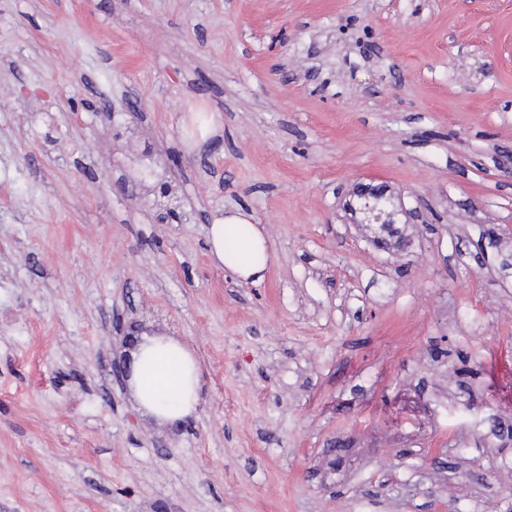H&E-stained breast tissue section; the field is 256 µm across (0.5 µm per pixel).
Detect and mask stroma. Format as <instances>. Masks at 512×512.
Returning <instances> with one entry per match:
<instances>
[{"mask_svg": "<svg viewBox=\"0 0 512 512\" xmlns=\"http://www.w3.org/2000/svg\"><path fill=\"white\" fill-rule=\"evenodd\" d=\"M510 165L512 0H0V512H512ZM143 335L200 365L178 426ZM358 196L364 199L361 212L366 215L368 221L379 222L383 216L390 218L392 211H386L391 204V198L380 187H367L359 191ZM250 221L243 213L227 215L214 220L207 234L208 251L212 261L245 282L256 283L264 278L270 260L266 241L261 233L251 226V233L241 229ZM131 359L129 382L140 411L168 425L197 412L200 366L183 342L172 336H141Z\"/></svg>", "mask_w": 512, "mask_h": 512, "instance_id": "35a3bbf8", "label": "stroma"}]
</instances>
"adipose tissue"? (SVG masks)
Here are the masks:
<instances>
[{"mask_svg":"<svg viewBox=\"0 0 512 512\" xmlns=\"http://www.w3.org/2000/svg\"><path fill=\"white\" fill-rule=\"evenodd\" d=\"M237 213L214 220L207 234L213 262L245 282H259L270 260L259 231L239 237L246 224ZM140 411L158 423L174 425L194 415L201 402V372L193 352L172 336L140 337L131 354L129 378Z\"/></svg>","mask_w":512,"mask_h":512,"instance_id":"obj_1","label":"adipose tissue"}]
</instances>
